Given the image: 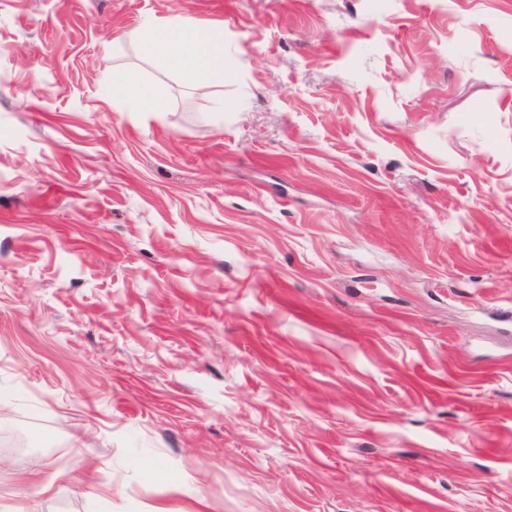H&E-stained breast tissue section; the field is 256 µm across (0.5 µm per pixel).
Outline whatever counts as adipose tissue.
I'll return each instance as SVG.
<instances>
[{"instance_id": "adipose-tissue-1", "label": "adipose tissue", "mask_w": 512, "mask_h": 512, "mask_svg": "<svg viewBox=\"0 0 512 512\" xmlns=\"http://www.w3.org/2000/svg\"><path fill=\"white\" fill-rule=\"evenodd\" d=\"M123 39L136 46L145 58L184 75L198 88L207 87L213 68L224 65L222 29L202 28L189 15H173L147 27L127 29ZM113 83L118 107L133 112L160 111L161 103L153 90L135 72H118Z\"/></svg>"}]
</instances>
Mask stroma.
<instances>
[{"label": "stroma", "mask_w": 512, "mask_h": 512, "mask_svg": "<svg viewBox=\"0 0 512 512\" xmlns=\"http://www.w3.org/2000/svg\"><path fill=\"white\" fill-rule=\"evenodd\" d=\"M1 504L512 512V0H0ZM124 41L141 55L188 78L197 88L209 86L213 68L224 73V33L202 28L190 15H172L149 27L125 30ZM113 84L117 88L118 109L128 106L130 112L161 111V103L155 97L153 90L142 83L135 72L129 70L118 72L113 78Z\"/></svg>", "instance_id": "35a3bbf8"}]
</instances>
